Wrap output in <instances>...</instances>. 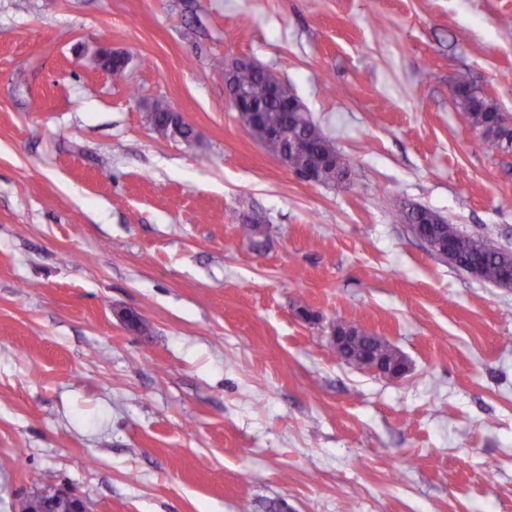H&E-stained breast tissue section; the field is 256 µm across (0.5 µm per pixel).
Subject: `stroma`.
<instances>
[{"label":"stroma","instance_id":"35a3bbf8","mask_svg":"<svg viewBox=\"0 0 512 512\" xmlns=\"http://www.w3.org/2000/svg\"><path fill=\"white\" fill-rule=\"evenodd\" d=\"M237 57L349 187L246 132L213 67ZM460 71L512 112V0H0V512L60 486L90 512H512V288L390 217L512 250V153L455 109ZM339 321L406 377L343 362ZM171 116L167 119H164L163 121L156 120L154 122L153 127L156 131L160 132L162 135L166 136L167 138L171 139H183L182 134H180V131L185 130L187 127H191V125L186 121L185 116L182 112H179L178 110L171 108L170 109ZM181 122V124L185 125L186 127H178L177 124ZM193 130V129H192ZM342 327V330L340 329ZM353 334H357L358 336H351ZM370 337H379L373 336L371 333L367 332L365 329L354 325L342 322L340 324H336L332 328L331 332V341L336 349V353L338 356H341L342 347L352 339H362V338H370ZM381 338V337H379Z\"/></svg>","mask_w":512,"mask_h":512}]
</instances>
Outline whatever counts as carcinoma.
<instances>
[{
  "instance_id": "cac0c4a2",
  "label": "carcinoma",
  "mask_w": 512,
  "mask_h": 512,
  "mask_svg": "<svg viewBox=\"0 0 512 512\" xmlns=\"http://www.w3.org/2000/svg\"><path fill=\"white\" fill-rule=\"evenodd\" d=\"M234 82L261 108L256 113L259 125L255 127L253 136H263L268 124H288V142L298 145V149L289 153L296 171L315 167L329 156L336 158V173L326 176L324 183L335 184V175L351 171L352 160L336 153L331 140L313 122L309 113L281 111L283 102L295 96L291 85L280 80L271 84L266 75L248 67L235 72ZM453 104L465 115L472 129L481 132L482 143L504 153L512 152V128L497 119L500 107L473 85L467 72L457 73ZM392 217L397 223L416 225L420 236L429 242L442 239L454 244L457 267L465 271L476 270L480 272L481 279L489 283H512V252L488 250L484 236L465 233L458 225L423 207L412 208L405 204L395 209Z\"/></svg>"
}]
</instances>
